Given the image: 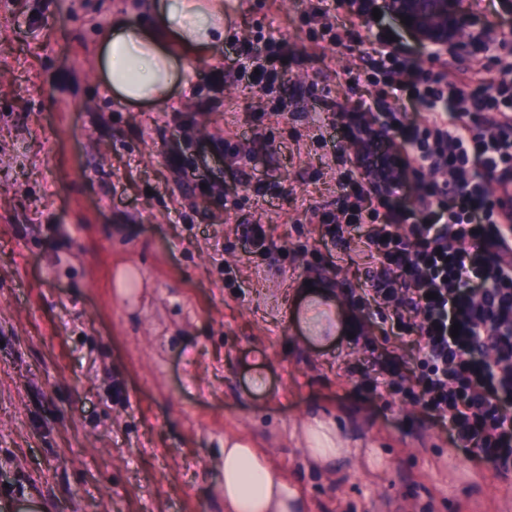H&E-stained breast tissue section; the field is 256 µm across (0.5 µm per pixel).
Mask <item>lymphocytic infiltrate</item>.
<instances>
[{
    "label": "lymphocytic infiltrate",
    "instance_id": "obj_1",
    "mask_svg": "<svg viewBox=\"0 0 512 512\" xmlns=\"http://www.w3.org/2000/svg\"><path fill=\"white\" fill-rule=\"evenodd\" d=\"M420 99L424 123L407 114L379 127L362 126L363 143L396 128L403 168L419 174L445 168L451 184H425L411 209L387 214L372 195H398L403 175H383L363 157L369 185L346 178L354 193L341 213L346 224L368 225L377 274L373 302L390 309L389 330L410 337L419 375L415 386L375 377L372 392L402 388L430 413L452 443L476 457L512 466V224L484 180L512 178V70L473 60L460 75L430 73ZM446 111H435L439 100ZM498 113L487 123L484 113ZM459 333H452V325Z\"/></svg>",
    "mask_w": 512,
    "mask_h": 512
}]
</instances>
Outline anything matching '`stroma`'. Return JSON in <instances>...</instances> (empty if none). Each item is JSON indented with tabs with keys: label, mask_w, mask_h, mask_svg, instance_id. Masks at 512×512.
Returning a JSON list of instances; mask_svg holds the SVG:
<instances>
[{
	"label": "stroma",
	"mask_w": 512,
	"mask_h": 512,
	"mask_svg": "<svg viewBox=\"0 0 512 512\" xmlns=\"http://www.w3.org/2000/svg\"><path fill=\"white\" fill-rule=\"evenodd\" d=\"M325 7L337 40L313 15ZM139 0H0V512H224V440L253 442L304 512H512V469L454 447L418 403L372 394L373 355L405 364L366 296L361 233L337 223L348 115L422 118L428 56L395 18L342 0H224V41L185 55V83L132 107L100 79L98 43ZM477 15L512 66V0ZM400 33L408 87L374 70ZM279 44L274 91L228 72L247 42ZM287 112L277 109L279 99ZM262 225L265 245L249 242ZM339 330L301 324L304 287ZM360 323L369 346L348 339ZM262 385H255V378ZM347 455L306 457L308 417Z\"/></svg>",
	"instance_id": "35a3bbf8"
}]
</instances>
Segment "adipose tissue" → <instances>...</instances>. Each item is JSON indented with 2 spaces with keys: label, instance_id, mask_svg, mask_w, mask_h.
Instances as JSON below:
<instances>
[{
  "label": "adipose tissue",
  "instance_id": "1",
  "mask_svg": "<svg viewBox=\"0 0 512 512\" xmlns=\"http://www.w3.org/2000/svg\"><path fill=\"white\" fill-rule=\"evenodd\" d=\"M152 18L144 26L119 14L101 41L98 68L113 94L129 104L168 99L186 69L178 50L204 51L224 39V0H145ZM307 456L326 467L342 455L340 431L332 420L303 427ZM299 495L248 442H224V512H301Z\"/></svg>",
  "mask_w": 512,
  "mask_h": 512
}]
</instances>
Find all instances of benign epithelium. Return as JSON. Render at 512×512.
<instances>
[{"mask_svg": "<svg viewBox=\"0 0 512 512\" xmlns=\"http://www.w3.org/2000/svg\"><path fill=\"white\" fill-rule=\"evenodd\" d=\"M388 12L400 19L422 43L448 50L463 42H483L486 25L470 11L469 0H382Z\"/></svg>", "mask_w": 512, "mask_h": 512, "instance_id": "7a95c632", "label": "benign epithelium"}]
</instances>
